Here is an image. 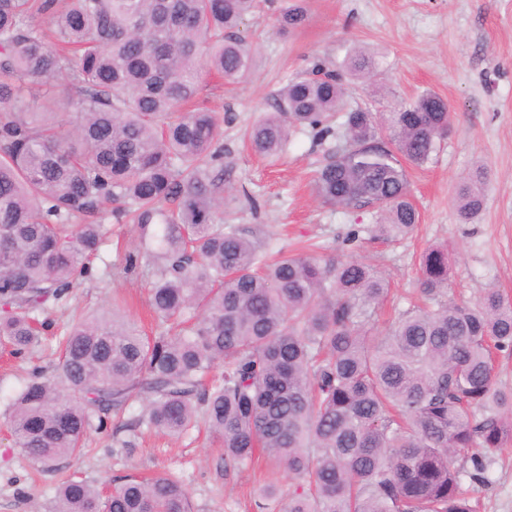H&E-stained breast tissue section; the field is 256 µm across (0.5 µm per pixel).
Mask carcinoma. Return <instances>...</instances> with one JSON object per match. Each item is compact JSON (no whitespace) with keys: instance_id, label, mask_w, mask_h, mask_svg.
I'll use <instances>...</instances> for the list:
<instances>
[{"instance_id":"obj_1","label":"carcinoma","mask_w":512,"mask_h":512,"mask_svg":"<svg viewBox=\"0 0 512 512\" xmlns=\"http://www.w3.org/2000/svg\"><path fill=\"white\" fill-rule=\"evenodd\" d=\"M265 0H0V344L38 341L39 314L88 277L113 214L137 228L149 305L169 328L145 336L118 314L78 317L60 341L58 372L33 375L11 406L15 444L41 470L83 452L106 415L142 404L132 427L180 436L202 422L224 442V471L256 456L298 480L283 498L271 474L257 512H476L464 478L488 481L512 446V389L495 358L512 351V296L449 295L452 257L422 255L424 303L381 330L386 277L358 260L321 265L261 245L224 212V117L196 107L205 71L228 83L252 69L240 27ZM308 20L283 7L280 31ZM378 62L360 49L316 63L279 89L255 122L253 150L279 155L307 128L328 144L317 196L372 206L371 237L395 241L419 221L402 162L419 167L452 125L426 92L387 112L350 108L342 75ZM74 109L73 129L55 120ZM344 113L340 127L332 126ZM385 132L382 141L379 132ZM473 169L453 205L470 224L485 204ZM48 512H193L173 476H128L108 494L72 473Z\"/></svg>"}]
</instances>
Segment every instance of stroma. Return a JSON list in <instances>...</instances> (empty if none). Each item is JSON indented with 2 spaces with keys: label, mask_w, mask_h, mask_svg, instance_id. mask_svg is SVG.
Here are the masks:
<instances>
[{
  "label": "stroma",
  "mask_w": 512,
  "mask_h": 512,
  "mask_svg": "<svg viewBox=\"0 0 512 512\" xmlns=\"http://www.w3.org/2000/svg\"><path fill=\"white\" fill-rule=\"evenodd\" d=\"M282 0H266L263 23L247 21L242 36L255 53L250 75L228 84L203 75L199 107L224 117V181L236 191L235 224L259 238L267 260L305 250L327 260L359 259L378 267L390 282L388 307L406 308L418 292L419 256L434 243L457 254L450 286L476 299L494 286L512 294V0H307L308 22L279 32L270 21ZM355 45L376 55L378 70L347 83L350 106L382 109L388 89L397 99L433 91L446 99L453 129L423 167H408L412 198L420 213L411 238L386 244L371 240L376 211H343L322 203L312 176L325 150L298 131L276 160L255 153L245 131L273 111L279 88L318 60L332 61ZM487 171L485 204L471 224L459 223L453 196L459 179L475 166ZM111 236L93 261L91 276L51 304L39 343L21 355L0 351V512H43L61 476L77 473L104 488L128 475L179 477L194 512H254L251 491L266 467L225 473L224 444L206 430L177 439L133 435V410L109 413L107 429L90 433L86 452L35 469L16 448L6 426L8 407L33 373L50 377L58 363L57 341L75 313L110 311L126 298V314L143 331L154 330L148 307V270L115 277L114 267L138 241L133 225L111 221ZM136 439L132 454L118 450ZM478 512H512V447L490 468L489 482H463Z\"/></svg>",
  "instance_id": "stroma-1"
}]
</instances>
